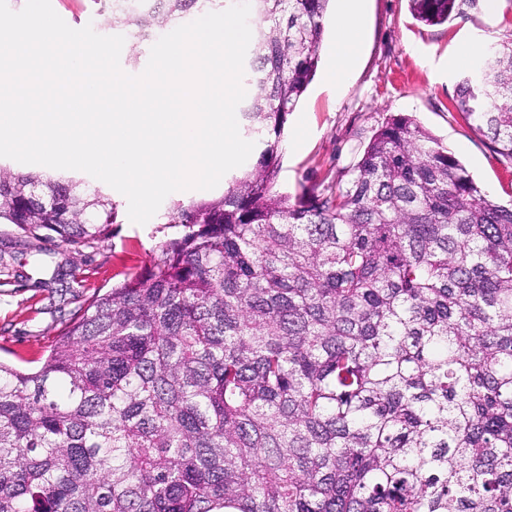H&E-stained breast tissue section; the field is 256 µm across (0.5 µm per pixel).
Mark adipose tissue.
Wrapping results in <instances>:
<instances>
[{
    "label": "adipose tissue",
    "mask_w": 512,
    "mask_h": 512,
    "mask_svg": "<svg viewBox=\"0 0 512 512\" xmlns=\"http://www.w3.org/2000/svg\"><path fill=\"white\" fill-rule=\"evenodd\" d=\"M368 0H338L331 19L335 27V65L327 80L337 87L346 86L355 71L360 48L362 22Z\"/></svg>",
    "instance_id": "ef3b65f1"
}]
</instances>
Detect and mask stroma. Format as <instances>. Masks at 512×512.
Masks as SVG:
<instances>
[{"label":"stroma","mask_w":512,"mask_h":512,"mask_svg":"<svg viewBox=\"0 0 512 512\" xmlns=\"http://www.w3.org/2000/svg\"><path fill=\"white\" fill-rule=\"evenodd\" d=\"M512 32V0L489 10L484 0L463 17L426 25L408 0H369L359 61L351 84L326 81L333 28H326L317 74L288 123L282 142L281 191L347 176L374 133L394 115L412 116L497 201H512V163L454 107L463 70L462 44ZM118 215L109 238L73 250L59 240L23 246L12 225L0 224V360L25 371L41 367L59 331L99 292L149 266L171 230L156 220L136 225L128 202L114 193Z\"/></svg>","instance_id":"35a3bbf8"}]
</instances>
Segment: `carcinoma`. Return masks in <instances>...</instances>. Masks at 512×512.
<instances>
[{
	"label": "carcinoma",
	"mask_w": 512,
	"mask_h": 512,
	"mask_svg": "<svg viewBox=\"0 0 512 512\" xmlns=\"http://www.w3.org/2000/svg\"><path fill=\"white\" fill-rule=\"evenodd\" d=\"M133 62L227 0H92ZM476 0H409L439 25ZM329 0H250L239 108L255 163L177 201L151 265L97 295L43 366L0 363V512H512V202L416 120L351 178L278 185ZM456 107L512 163V34ZM118 204L0 166V224L74 250Z\"/></svg>",
	"instance_id": "cac0c4a2"
}]
</instances>
